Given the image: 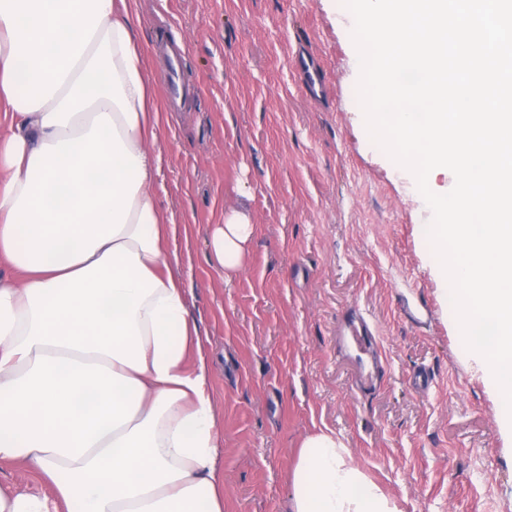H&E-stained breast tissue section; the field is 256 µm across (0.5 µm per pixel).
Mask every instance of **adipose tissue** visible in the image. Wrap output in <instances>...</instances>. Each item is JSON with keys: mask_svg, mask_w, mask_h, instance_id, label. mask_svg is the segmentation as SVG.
<instances>
[{"mask_svg": "<svg viewBox=\"0 0 512 512\" xmlns=\"http://www.w3.org/2000/svg\"><path fill=\"white\" fill-rule=\"evenodd\" d=\"M159 133L131 0H0V461L52 488L0 487V512H224ZM254 231L212 225L225 275ZM290 481V512H398L332 433Z\"/></svg>", "mask_w": 512, "mask_h": 512, "instance_id": "1", "label": "adipose tissue"}]
</instances>
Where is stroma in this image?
<instances>
[{
	"instance_id": "1",
	"label": "stroma",
	"mask_w": 512,
	"mask_h": 512,
	"mask_svg": "<svg viewBox=\"0 0 512 512\" xmlns=\"http://www.w3.org/2000/svg\"><path fill=\"white\" fill-rule=\"evenodd\" d=\"M133 19L161 105L157 192L181 229L224 437V512H289L297 448L320 430L398 512H512V429L448 312L432 212L367 133L351 14L340 0H138ZM165 42L187 43L181 77L198 90L175 112ZM232 207L255 233L228 278L209 230ZM350 310L384 365L363 390L359 352L336 346Z\"/></svg>"
}]
</instances>
